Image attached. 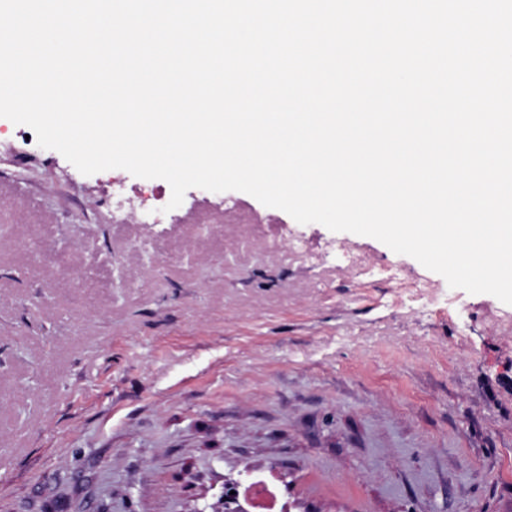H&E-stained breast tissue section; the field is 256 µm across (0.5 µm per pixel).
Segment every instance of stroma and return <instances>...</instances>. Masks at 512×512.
I'll list each match as a JSON object with an SVG mask.
<instances>
[{"label":"stroma","mask_w":512,"mask_h":512,"mask_svg":"<svg viewBox=\"0 0 512 512\" xmlns=\"http://www.w3.org/2000/svg\"><path fill=\"white\" fill-rule=\"evenodd\" d=\"M15 130L0 512H221L233 479L252 512H512V305L243 192L143 237L104 220L112 171Z\"/></svg>","instance_id":"obj_1"}]
</instances>
